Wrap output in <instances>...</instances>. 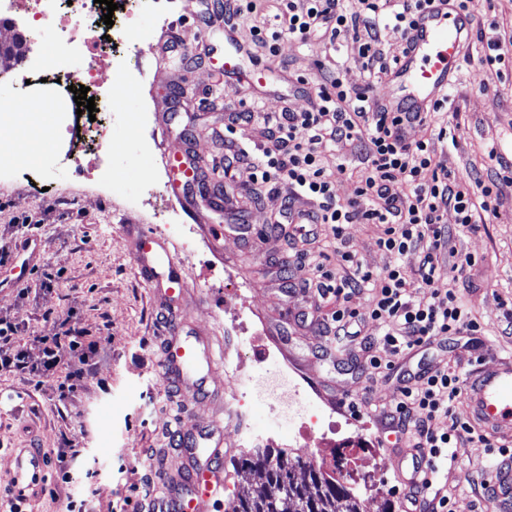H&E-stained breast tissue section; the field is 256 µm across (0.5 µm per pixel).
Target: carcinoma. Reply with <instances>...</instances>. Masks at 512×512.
I'll return each instance as SVG.
<instances>
[{"instance_id": "cac0c4a2", "label": "carcinoma", "mask_w": 512, "mask_h": 512, "mask_svg": "<svg viewBox=\"0 0 512 512\" xmlns=\"http://www.w3.org/2000/svg\"><path fill=\"white\" fill-rule=\"evenodd\" d=\"M257 474L262 483L241 497L233 512H362L358 495L342 483L316 473L312 461L270 448L241 457L236 476Z\"/></svg>"}]
</instances>
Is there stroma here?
<instances>
[{
  "label": "stroma",
  "instance_id": "35a3bbf8",
  "mask_svg": "<svg viewBox=\"0 0 512 512\" xmlns=\"http://www.w3.org/2000/svg\"><path fill=\"white\" fill-rule=\"evenodd\" d=\"M223 4L131 0L138 32L124 48L126 66L147 72L150 81L97 102L95 114L119 146L104 162L110 175L121 179V195L103 201L86 191L84 176L51 135L39 146L44 166L0 178V252L9 255L0 264V276L11 271L24 225H37L41 238L26 288L0 290V318L17 325V343L34 359L42 355L41 337L62 335L70 313L96 347L91 370L64 399L57 377L35 382L25 374L0 372V500L10 498L11 459L21 449L41 448L51 458L66 439L77 453L71 483L48 471L44 484L28 492V512H66L74 495L85 499L88 512H147L149 498L163 497L166 480L181 470L176 433L219 425L224 428V486L202 503L200 512H232L237 503L241 486L235 466L246 450L225 426L228 366L217 364L209 397L167 389L160 320L165 299L147 287L133 256L132 231L161 228L173 202L196 233L185 248L177 235L164 236L187 284L184 334L227 355L243 351L241 375L252 388V430L270 435L272 449L295 454L288 443L294 422L272 417L268 403L253 389L261 378H290L302 391L304 419L330 428L315 466L342 476L364 512L398 510L400 477L371 415L373 408L395 398L396 378L336 369L323 355L332 346L331 335L323 327L297 322L306 297L281 291L288 281L315 285L322 269L336 267L333 247H326L324 263L303 262L283 235L267 227V219L293 198L291 182L283 178L267 187L260 208L248 216L252 231L244 236L234 226L232 210L213 211L190 187L175 195L159 173L164 156L187 148L208 163L223 165L227 115L253 106L267 113L310 108L313 99L303 94L301 80L314 82L337 70L347 86L364 82L362 60L349 39L333 44L318 38L304 44L287 40L276 56L254 48L251 27L273 20L280 7L279 0H256L255 11L238 20L233 35L248 50L247 65L265 78L259 84H226L221 71ZM162 14L178 22L180 46L202 55L201 64L187 70L179 57L164 52L168 35L158 24ZM470 14L471 39L449 90L460 114L455 141L431 139L421 126L407 128L406 138L431 139L449 170L485 181L495 167L489 148L512 159V66L484 61L489 22L498 21L502 33L512 32V0H473ZM123 112L152 113L151 152L141 147L140 128L111 121V114ZM324 161L337 199L352 198L365 166L364 151L339 143L325 151ZM379 233L375 224H349L344 230L363 265L377 271L391 262L376 245ZM466 255L474 257V265L459 267ZM442 260L455 266L453 285L481 330L434 337L427 346L394 356L393 362L412 371L448 364L461 373L478 358L493 365L497 356L512 353V189L506 190L498 216L451 236ZM45 271L57 275L47 289L40 286ZM352 402L358 403V412L349 410ZM456 454V463L440 470L437 487L451 492L453 512H492L483 488L473 483L490 462L488 449L472 440Z\"/></svg>",
  "mask_w": 512,
  "mask_h": 512
}]
</instances>
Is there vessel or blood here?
Instances as JSON below:
<instances>
[{
    "instance_id": "vessel-or-blood-1",
    "label": "vessel or blood",
    "mask_w": 512,
    "mask_h": 512,
    "mask_svg": "<svg viewBox=\"0 0 512 512\" xmlns=\"http://www.w3.org/2000/svg\"><path fill=\"white\" fill-rule=\"evenodd\" d=\"M472 28V17L455 6L452 0H430L414 18L407 48L398 58L390 78L397 89L386 102L396 112H427L448 94V85L458 66L463 46ZM224 76L238 82H256L257 72L244 67L241 51L229 46L224 52ZM169 173L180 184L199 182L195 162L182 155L168 159ZM40 250L37 234H29L17 254L13 279L0 278V288L16 287L24 282L34 267ZM134 255L148 286L164 284L170 299H178L183 282L178 266L164 239L153 232H139L134 240ZM186 323L182 309L170 312L165 378L195 388L200 396L209 393L208 378L214 356L182 336ZM465 395L469 420L492 436L512 441V355L500 358L495 366H478L466 375ZM213 431H200L183 437L187 451L185 484L169 499L170 512H199L202 499L209 497L217 483L212 465L222 458ZM15 481L12 493L23 495L42 485L47 464L38 448H28L13 458ZM491 485L495 491L493 512H512V463L493 466Z\"/></svg>"
}]
</instances>
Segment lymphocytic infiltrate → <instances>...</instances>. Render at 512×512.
<instances>
[{
    "label": "lymphocytic infiltrate",
    "mask_w": 512,
    "mask_h": 512,
    "mask_svg": "<svg viewBox=\"0 0 512 512\" xmlns=\"http://www.w3.org/2000/svg\"><path fill=\"white\" fill-rule=\"evenodd\" d=\"M281 23L268 27L253 26L254 42L277 55L283 41L306 42L313 33L323 32L330 41L352 38L364 61L367 82L351 88L340 75L328 74L314 83L317 103L302 112H282L272 116L261 112H233L224 126V179L226 185L242 181L249 186L251 205H259L266 186L288 178L298 197L314 201V209H282L271 222L274 231L285 225H329L334 239H342L348 224H378L382 233L378 247L394 262L382 271L365 267L356 253L339 251L336 269L325 272V284L319 298H335L331 316L337 348L358 338L356 331L364 319H385L382 334L362 338L365 366L374 375H389L391 363L376 356V349L399 354L426 344L436 336H456L478 331L456 289L448 287L451 274L445 270L440 255L451 234L472 231L481 215H497L505 188L512 187V163L498 159L495 179L485 184H471L448 170L437 158L429 141L408 142L404 131L418 124L432 127L444 140L452 129L442 123L447 102L436 103L429 112H393L370 98L373 84L381 80L391 64L380 38V22L391 13L394 29L408 32L416 12L425 0H359L360 11H350L346 0H280ZM261 125L266 143L261 154L252 155L231 136L234 124ZM359 142L366 151V165L361 171L353 199L337 200L321 162L320 149L330 143ZM404 190L391 191L394 182ZM420 250L416 270H407L400 259L411 250ZM428 291L425 301L412 300L414 290ZM365 292L372 300L367 312L349 305L352 294ZM15 324L0 319V370L16 371L32 377L49 374L61 380V395L73 392L82 378L83 365L89 364L92 343L86 342L76 325H69L63 336L42 338V356L31 361L26 351L15 346ZM68 342L80 363L79 369L63 367L57 356L61 342ZM417 386L404 385L399 396L384 412L383 427L404 439L409 447L419 449L430 474H438L448 462V451L471 439L475 432L470 423L453 417V403L463 393L465 377L451 368H437L418 373Z\"/></svg>",
    "instance_id": "lymphocytic-infiltrate-1"
}]
</instances>
